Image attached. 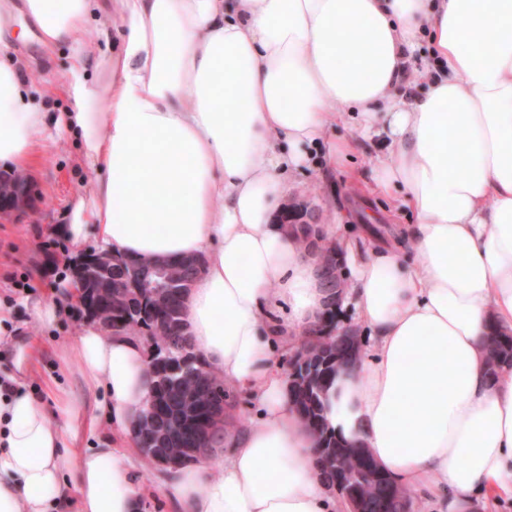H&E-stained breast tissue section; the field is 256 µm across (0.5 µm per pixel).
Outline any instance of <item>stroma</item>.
<instances>
[{
	"instance_id": "1",
	"label": "stroma",
	"mask_w": 512,
	"mask_h": 512,
	"mask_svg": "<svg viewBox=\"0 0 512 512\" xmlns=\"http://www.w3.org/2000/svg\"><path fill=\"white\" fill-rule=\"evenodd\" d=\"M13 22L29 29L17 42V54L26 63L25 96L42 112H66L72 107L67 93L58 86L72 53L69 45L54 52L43 48L37 29L31 28L24 0H12ZM391 150L384 137L360 140L349 157L331 160L326 148L315 151L308 166L289 184V196L307 197L319 211L322 223L338 225L341 235L358 239L362 255H369L374 241L390 236L394 224H406L409 214L389 218L392 199L386 195L357 194L352 183L372 184L377 162ZM79 144L70 142L44 152L26 174L39 188L37 201L25 212L0 220V303L10 304L20 332L15 341L0 342V364L11 361L17 345L39 343L41 375L54 374L60 340L75 335L88 316L81 304L69 305L59 319L47 325L35 321L22 300L41 294L46 281L74 273L76 257L59 229L70 220L72 200L87 175L77 163Z\"/></svg>"
}]
</instances>
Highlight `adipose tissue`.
<instances>
[{
	"instance_id": "obj_1",
	"label": "adipose tissue",
	"mask_w": 512,
	"mask_h": 512,
	"mask_svg": "<svg viewBox=\"0 0 512 512\" xmlns=\"http://www.w3.org/2000/svg\"><path fill=\"white\" fill-rule=\"evenodd\" d=\"M25 11L46 49L70 44L73 107L49 118L26 101L0 0V161L27 168L77 141L88 181L62 228L73 252L92 240L124 258H202L188 334L256 407L251 423L220 429L222 462L165 470L179 512L342 510L278 366L325 293L293 225L273 220L341 112L359 136L392 138L376 187L402 190L416 221L403 249L365 261L327 234L374 340L338 378L330 426L438 512L512 503V367L490 372L483 351L490 329L512 330V0H26ZM423 44L433 66L408 100L400 87ZM78 295L60 280L31 314L55 322ZM57 358L73 381L46 379L39 396L23 366L0 375V512H140L128 449L150 394L141 340L93 321Z\"/></svg>"
}]
</instances>
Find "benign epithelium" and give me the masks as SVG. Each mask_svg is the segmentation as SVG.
I'll return each mask as SVG.
<instances>
[{
	"label": "benign epithelium",
	"instance_id": "benign-epithelium-1",
	"mask_svg": "<svg viewBox=\"0 0 512 512\" xmlns=\"http://www.w3.org/2000/svg\"><path fill=\"white\" fill-rule=\"evenodd\" d=\"M38 190L35 183L27 176L16 173H0V218L13 212L21 211L31 205L37 197ZM282 224H301L307 226L306 252L316 262L320 287L328 299L326 314L328 317L320 319L316 335L327 341L333 340L336 344L335 358L321 359L328 347H319L314 360H309L304 353L296 354L288 368V384L308 383L315 378V372L333 366L336 371L347 369L354 365V358L358 353L359 341L355 332L349 329H338L331 324L329 314L332 307L337 305L346 284L342 276V268L336 252L332 251L324 257L320 253L324 231L320 227L317 208L306 198H294L288 201L279 216ZM118 266L123 271L122 280L141 299L146 298L152 304L155 317H163L159 304L168 297L179 294L192 285L193 280L187 278L185 271L189 270L194 276H199L202 262L198 258H186L179 261H155L130 264L120 263L116 257L104 252H91L86 254L76 265L75 277L81 287V304L89 309V315L113 328L120 327L130 320V312L112 310V299L100 305L96 295L90 292L92 288H107L112 283V268ZM161 405L156 398H149L147 409L142 417L141 426L154 425L158 427V436L161 439L176 438L181 432V424L170 420L159 424L158 416ZM353 447L357 451L353 454L338 453L330 459L329 467L336 477V484L343 490L350 512H365L367 490L371 484L381 478V474L366 465L367 457L359 451L361 442L355 441ZM149 455L156 465L175 467L188 459L199 461L207 458L204 449L196 447L189 442L186 447L177 449L174 453H157L148 449Z\"/></svg>",
	"mask_w": 512,
	"mask_h": 512
}]
</instances>
